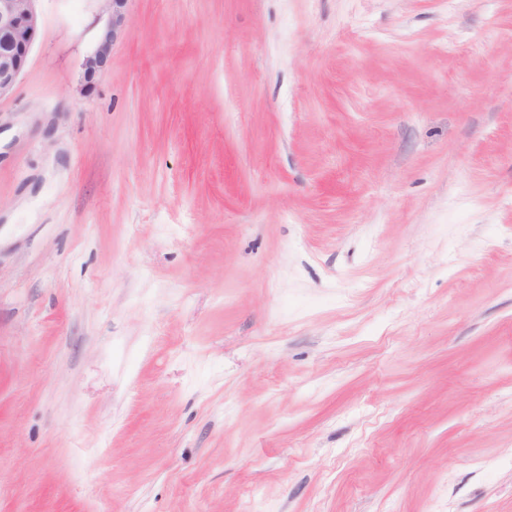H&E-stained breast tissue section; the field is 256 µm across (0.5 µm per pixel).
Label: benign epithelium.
I'll list each match as a JSON object with an SVG mask.
<instances>
[{
  "mask_svg": "<svg viewBox=\"0 0 512 512\" xmlns=\"http://www.w3.org/2000/svg\"><path fill=\"white\" fill-rule=\"evenodd\" d=\"M38 0H0V97L8 94L27 65L40 24ZM99 28L94 50L82 63V90L90 91L111 62L112 48L126 29L129 0H99Z\"/></svg>",
  "mask_w": 512,
  "mask_h": 512,
  "instance_id": "1",
  "label": "benign epithelium"
}]
</instances>
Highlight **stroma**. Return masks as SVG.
Instances as JSON below:
<instances>
[{"instance_id": "1", "label": "stroma", "mask_w": 512, "mask_h": 512, "mask_svg": "<svg viewBox=\"0 0 512 512\" xmlns=\"http://www.w3.org/2000/svg\"><path fill=\"white\" fill-rule=\"evenodd\" d=\"M38 10L0 512H512V0ZM100 5L99 28L94 50L82 63V90L89 92L97 84L111 62L112 48L123 37L126 29L127 4L130 0H97Z\"/></svg>"}]
</instances>
